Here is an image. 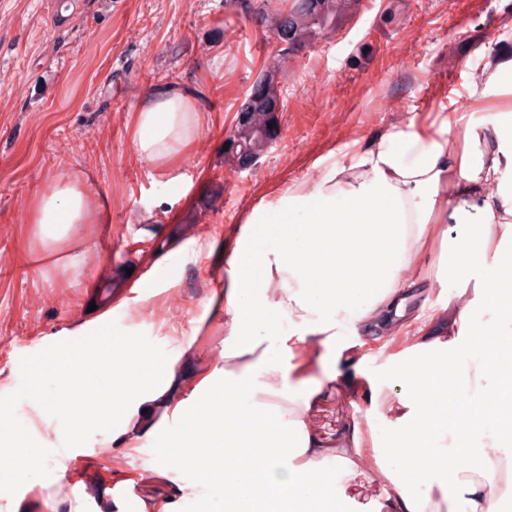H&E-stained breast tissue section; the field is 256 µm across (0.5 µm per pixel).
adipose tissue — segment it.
Instances as JSON below:
<instances>
[{"label": "adipose tissue", "instance_id": "ef3b65f1", "mask_svg": "<svg viewBox=\"0 0 512 512\" xmlns=\"http://www.w3.org/2000/svg\"><path fill=\"white\" fill-rule=\"evenodd\" d=\"M469 95L498 97L504 109L490 121L466 124L460 151L450 147V118L435 127L396 126L355 159L325 169L315 180L289 185L245 217L216 268L221 289L208 305L224 322L222 356L238 361L240 369H207L196 388L177 400L173 413L188 425L177 444L159 440L162 469L193 468L196 423L213 414L219 425L207 441L208 482L234 512H289L291 501L315 488L335 496V488L316 474L324 460L311 448L301 420L273 404L259 424L246 426L238 417L258 397L308 401L311 388L288 382L292 346L327 349L375 310L402 312L400 292L414 284L429 225L451 219L460 231L446 239L436 278L474 286L479 293L462 303L446 340L428 354L399 362L396 370L415 373L424 383L426 366H435L459 403L452 411L438 406L429 416L408 399L398 421L413 441L414 475L431 473L448 512H494L493 477L502 462L512 463V440L503 437L504 419L493 413L485 395L488 363L469 347L475 311L498 316L512 310V88L480 75ZM205 128L199 98L188 89L149 93L131 116L136 156L162 177L174 176ZM30 210L48 246L80 225L111 219L109 206L89 208L83 185L69 180L51 186ZM64 354L86 357L111 375L112 384L101 391L92 413L112 429L119 447L136 439V419L171 389V360L142 363L130 378L125 355L105 361L84 353L76 340ZM447 414L453 417L448 424L442 421ZM243 448L265 455L277 496L257 500L251 477L226 467L227 454ZM295 452L308 456L306 470L289 468Z\"/></svg>", "mask_w": 512, "mask_h": 512}]
</instances>
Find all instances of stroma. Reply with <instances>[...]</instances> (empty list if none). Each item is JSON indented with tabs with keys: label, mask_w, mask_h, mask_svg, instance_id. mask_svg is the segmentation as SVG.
<instances>
[{
	"label": "stroma",
	"mask_w": 512,
	"mask_h": 512,
	"mask_svg": "<svg viewBox=\"0 0 512 512\" xmlns=\"http://www.w3.org/2000/svg\"><path fill=\"white\" fill-rule=\"evenodd\" d=\"M270 25L236 0H0V399L13 402L11 430L44 450L28 473L0 469V512H13L19 498L28 512H70L61 468L82 469L91 492L114 475L156 466L154 424L172 440L181 430L166 401L145 416L133 447H113L111 430L91 421L83 456L60 457L70 433L58 420L36 418L24 382L39 376L44 399L55 397V357L89 304L136 303L142 279L153 275L151 316L114 310L100 355L112 358L127 337L138 338L145 360L177 358L175 384L191 390L204 364L222 361L224 325L208 310L220 288L211 270L252 206L317 177L315 159L350 161L353 149L393 125L435 116L498 62L507 64L499 83L512 86V0H364L337 21L334 38L284 63ZM268 69L280 73V135L255 170L237 174L224 140L254 78ZM171 88L193 90L208 124L172 182L137 158L130 133L141 99ZM65 178L90 181L95 195H106L112 220L84 225L45 263L27 211ZM210 244L218 247L213 256L193 257ZM435 272L420 269L426 284L414 289L405 317L373 318L320 359L294 351L291 381L314 394L291 406L292 417L305 421L332 468L349 473L344 496L381 504L382 512H395L403 487L440 497L409 470L394 471L389 457L374 478L362 461L375 442L400 433L396 409L413 379L396 374L395 363L445 337L459 317L458 295L475 294L435 283ZM194 480L188 471L156 474L121 512L175 500Z\"/></svg>",
	"instance_id": "35a3bbf8"
}]
</instances>
